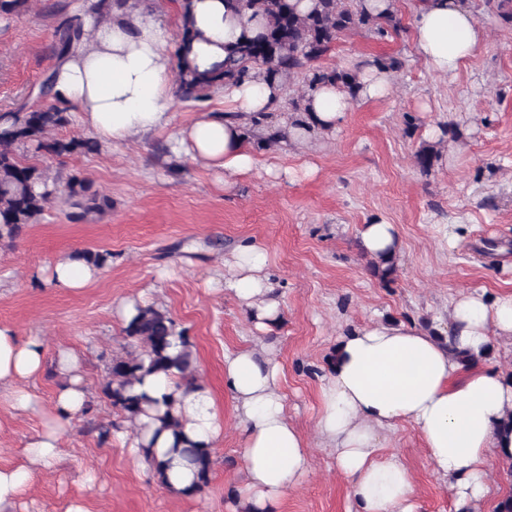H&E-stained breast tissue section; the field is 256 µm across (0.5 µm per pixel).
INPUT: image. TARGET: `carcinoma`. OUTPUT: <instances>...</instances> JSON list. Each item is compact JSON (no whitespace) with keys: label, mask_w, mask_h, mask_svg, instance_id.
I'll return each instance as SVG.
<instances>
[{"label":"carcinoma","mask_w":512,"mask_h":512,"mask_svg":"<svg viewBox=\"0 0 512 512\" xmlns=\"http://www.w3.org/2000/svg\"><path fill=\"white\" fill-rule=\"evenodd\" d=\"M299 0H232L231 8L238 13L264 20L261 31L244 36L224 60V70L218 76L200 73L190 67H178L179 91L186 99L200 101L208 97L216 82L237 83L256 72L266 78L280 80L300 76L303 85L289 105L291 110L307 111L306 102L311 92L324 84H334L349 94L356 93L359 67L352 69L325 68L316 62L325 56L343 35L359 31L385 36L387 29L398 30L399 22L391 10L380 13L370 11L365 0H313L310 10L298 8ZM85 36L79 22L64 21L54 47L57 59H63ZM70 122L69 108L51 103L46 108L30 112L0 114V244L14 242L27 226L37 223L47 205L59 199L74 208L69 217L85 218L100 209L94 195H87L88 186L71 177L66 182L49 181L44 171L23 163L15 147L33 144L56 156L75 152L90 153L100 149V144L90 139H48L49 132L63 128ZM112 253L108 251H77L72 259L83 261L97 268L104 266ZM371 269L383 282L392 278L396 258L380 257L371 260ZM126 335L142 347L137 355L116 357L109 367L106 394L112 405L120 408L132 423L149 414L157 401L145 393L133 392V386L151 374H168L178 370L183 378L195 383L194 357L185 331L176 330L175 322L166 313L152 307H139L125 327ZM179 339L182 352L174 356L171 349L174 339ZM159 422L158 431L172 433L170 459L157 461L151 449H143L145 462L159 470L179 459L198 468L202 489L209 481L212 469L211 453L183 436L178 419L166 410L154 416Z\"/></svg>","instance_id":"carcinoma-1"}]
</instances>
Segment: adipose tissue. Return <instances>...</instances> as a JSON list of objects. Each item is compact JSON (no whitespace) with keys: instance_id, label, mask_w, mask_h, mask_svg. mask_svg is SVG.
<instances>
[{"instance_id":"1","label":"adipose tissue","mask_w":512,"mask_h":512,"mask_svg":"<svg viewBox=\"0 0 512 512\" xmlns=\"http://www.w3.org/2000/svg\"><path fill=\"white\" fill-rule=\"evenodd\" d=\"M175 17H187L189 37L174 38L153 20L148 0H124L106 18L83 15L84 43L54 69L55 98L79 112L83 124L104 144L123 143L168 126L175 104L178 61L200 72L220 71L242 33L260 20L233 14L226 0H176ZM412 37L428 71L451 77L487 40L486 29L461 0H418ZM392 72L362 66L357 96L326 84L314 91L303 115L290 119L292 140L332 133L356 100L387 96ZM224 109L205 112L183 127L172 150L212 170L218 183L254 174L260 162L243 117L275 113L279 81L263 77L223 86ZM367 255H397L396 225L377 217L360 231ZM210 289L230 293L257 328L275 324L280 303L266 250L237 247ZM512 338V294L488 300L478 289L460 293L448 310L446 333L414 323L372 322L340 335L321 385L316 428L331 448L346 480L354 512H416L414 484L397 455L380 453V439L398 423L418 429L435 475L453 492L454 512H476L491 493L489 460L512 464V373L494 360L497 340ZM69 373L56 396L50 423L28 443L32 463L53 467L59 437L84 411L87 396L78 360L61 353ZM44 369V343L19 340L0 325V401L18 411L39 403L24 386ZM281 369L266 349L243 348L224 357V389L230 395L242 440L245 482L229 512H278L288 491L311 468L307 440L289 420L280 394ZM142 391L158 410L180 417L184 435L213 446L224 434V418L203 384L186 388L179 372L146 376Z\"/></svg>"}]
</instances>
